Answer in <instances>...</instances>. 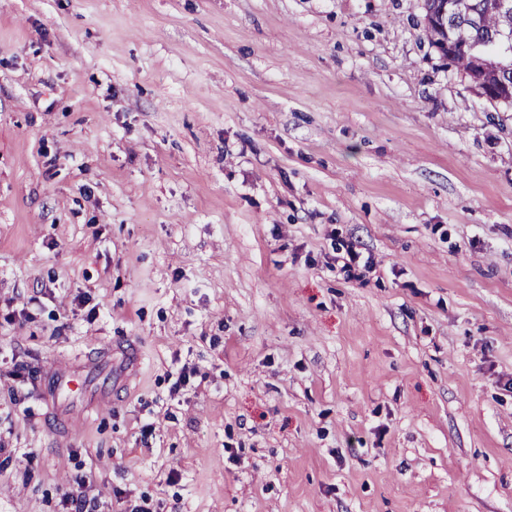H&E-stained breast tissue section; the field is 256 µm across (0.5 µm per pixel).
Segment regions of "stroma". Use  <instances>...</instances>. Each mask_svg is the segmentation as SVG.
I'll list each match as a JSON object with an SVG mask.
<instances>
[{"mask_svg":"<svg viewBox=\"0 0 512 512\" xmlns=\"http://www.w3.org/2000/svg\"><path fill=\"white\" fill-rule=\"evenodd\" d=\"M423 13L0 0V512H512V107ZM345 250L344 253L342 250ZM336 261L340 262L341 270L347 274L349 279H356L358 275L355 273L357 267H360L363 261V266H367L371 263L370 257H364L363 253L360 252L353 244L342 245L340 251L336 253Z\"/></svg>","mask_w":512,"mask_h":512,"instance_id":"1","label":"stroma"}]
</instances>
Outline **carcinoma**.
Returning <instances> with one entry per match:
<instances>
[{"mask_svg":"<svg viewBox=\"0 0 512 512\" xmlns=\"http://www.w3.org/2000/svg\"><path fill=\"white\" fill-rule=\"evenodd\" d=\"M420 26L433 47L448 39L481 46L490 64L457 53L448 64L474 78V84L512 83V54L501 52L498 34L512 31V0H458L455 12H444L443 0H424Z\"/></svg>","mask_w":512,"mask_h":512,"instance_id":"obj_1","label":"carcinoma"}]
</instances>
